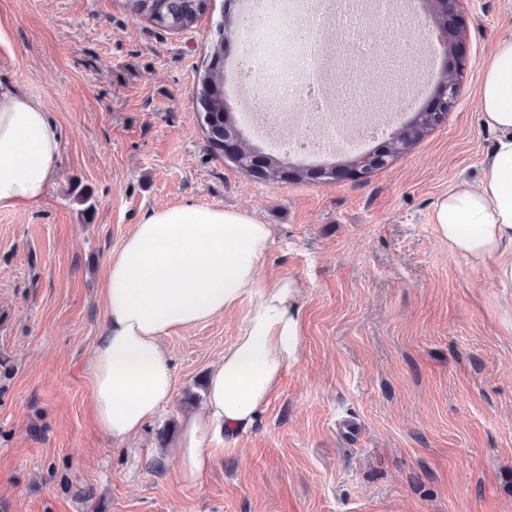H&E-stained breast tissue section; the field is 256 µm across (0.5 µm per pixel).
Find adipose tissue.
I'll list each match as a JSON object with an SVG mask.
<instances>
[{"mask_svg":"<svg viewBox=\"0 0 512 512\" xmlns=\"http://www.w3.org/2000/svg\"><path fill=\"white\" fill-rule=\"evenodd\" d=\"M481 119L498 134L478 183L451 185L433 224L451 251L474 266L493 265L512 309V39L498 42L480 86ZM59 135L42 104L0 84V207L30 209L56 176ZM270 225L240 211L194 204L146 211L108 258L102 291L106 325L93 349V413L117 442L138 435L171 400L175 380L163 341L209 322L258 294L241 336L208 375L201 411L185 416L170 455L197 483L225 438L247 432L277 392L300 348V284L261 287Z\"/></svg>","mask_w":512,"mask_h":512,"instance_id":"adipose-tissue-1","label":"adipose tissue"}]
</instances>
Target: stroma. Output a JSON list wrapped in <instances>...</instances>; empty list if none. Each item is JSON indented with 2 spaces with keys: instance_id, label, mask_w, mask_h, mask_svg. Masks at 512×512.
<instances>
[{
  "instance_id": "35a3bbf8",
  "label": "stroma",
  "mask_w": 512,
  "mask_h": 512,
  "mask_svg": "<svg viewBox=\"0 0 512 512\" xmlns=\"http://www.w3.org/2000/svg\"><path fill=\"white\" fill-rule=\"evenodd\" d=\"M224 8L167 31L127 0H0V83L60 135L42 203L0 207V512H512V311L433 224L494 149L478 90L512 0H459L466 71L427 137L360 179L300 184L208 148L196 74ZM181 203L273 225L259 277L301 285L297 360L193 486L168 450L256 296L165 338L175 392L135 438L98 430L88 377L110 254Z\"/></svg>"
}]
</instances>
